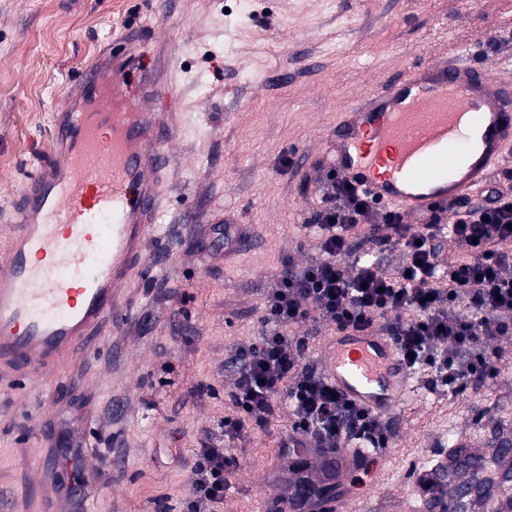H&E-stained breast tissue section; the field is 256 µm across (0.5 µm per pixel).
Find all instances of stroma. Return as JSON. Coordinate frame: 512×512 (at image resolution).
<instances>
[{
	"label": "stroma",
	"instance_id": "obj_1",
	"mask_svg": "<svg viewBox=\"0 0 512 512\" xmlns=\"http://www.w3.org/2000/svg\"><path fill=\"white\" fill-rule=\"evenodd\" d=\"M131 24L144 36L127 91L166 59L152 106L182 127L152 243L169 260L132 283L136 321L118 335L104 324L72 383L39 376L20 392L0 378V481L16 512H31L34 458H56L52 480L71 481L55 445L66 419L83 443L85 512H179L196 448L233 412L230 360L261 335L267 289L283 261L317 256L299 226L320 207L326 128L408 65L462 59L504 78L512 62V0H0V246L29 173L57 149L55 113ZM227 219L250 248L226 253L211 227ZM498 347L497 374L455 394L416 374L382 473L345 500L405 512L454 440L494 447L512 422V338ZM290 433L282 405L232 445L239 465L219 512H265Z\"/></svg>",
	"mask_w": 512,
	"mask_h": 512
}]
</instances>
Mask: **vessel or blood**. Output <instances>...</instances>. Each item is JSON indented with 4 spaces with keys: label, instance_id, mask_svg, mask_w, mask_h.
I'll use <instances>...</instances> for the list:
<instances>
[{
    "label": "vessel or blood",
    "instance_id": "vessel-or-blood-1",
    "mask_svg": "<svg viewBox=\"0 0 512 512\" xmlns=\"http://www.w3.org/2000/svg\"><path fill=\"white\" fill-rule=\"evenodd\" d=\"M141 27H126L111 66L88 68L54 124L62 148L29 176L0 248V370H58L95 350L106 318H130L126 287L152 270L160 177L178 128L151 111L154 79L124 75ZM330 167L375 202L420 216L471 197L512 151V77L462 61L415 64L325 134ZM319 362L344 399L380 415L411 407L416 386L389 336L339 330Z\"/></svg>",
    "mask_w": 512,
    "mask_h": 512
}]
</instances>
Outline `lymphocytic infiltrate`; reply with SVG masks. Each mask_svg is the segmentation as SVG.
Returning a JSON list of instances; mask_svg holds the SVG:
<instances>
[{
    "mask_svg": "<svg viewBox=\"0 0 512 512\" xmlns=\"http://www.w3.org/2000/svg\"><path fill=\"white\" fill-rule=\"evenodd\" d=\"M320 182L322 206L306 226L318 256L301 269L285 264L268 290L261 337L235 356L234 411L221 421L220 439L198 449L181 512H216L238 463L225 441L242 440L263 424L281 398L294 436L314 447L389 446L387 418L337 396L321 372L304 364L307 341L289 336L287 326L309 319L337 329L386 322L407 366L443 392L497 373L494 343L512 335V174L492 180L482 202L436 207L419 224L377 206L335 170ZM446 211L454 216L448 225ZM447 241L458 252L452 262L444 258ZM395 250L403 255L397 270L382 259Z\"/></svg>",
    "mask_w": 512,
    "mask_h": 512,
    "instance_id": "lymphocytic-infiltrate-1",
    "label": "lymphocytic infiltrate"
}]
</instances>
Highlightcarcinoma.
Listing matches in <instances>:
<instances>
[{"mask_svg":"<svg viewBox=\"0 0 512 512\" xmlns=\"http://www.w3.org/2000/svg\"><path fill=\"white\" fill-rule=\"evenodd\" d=\"M282 453L288 461V477L269 499L267 512H335L344 490L330 449L284 448ZM502 456L497 448L488 454L450 450L448 467L454 471V481L448 487L446 512H454L462 499L474 510L493 500L512 506V479L503 472Z\"/></svg>","mask_w":512,"mask_h":512,"instance_id":"obj_1","label":"carcinoma"}]
</instances>
